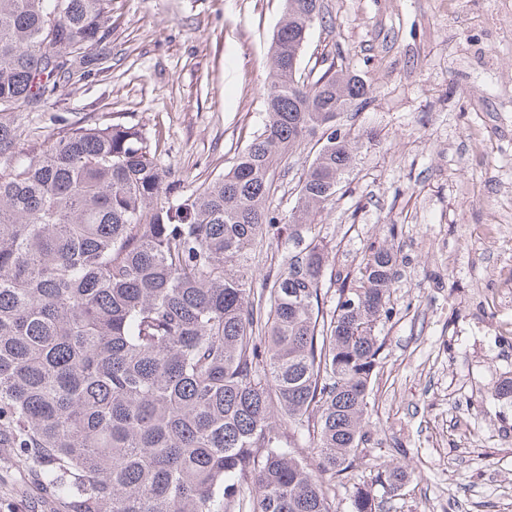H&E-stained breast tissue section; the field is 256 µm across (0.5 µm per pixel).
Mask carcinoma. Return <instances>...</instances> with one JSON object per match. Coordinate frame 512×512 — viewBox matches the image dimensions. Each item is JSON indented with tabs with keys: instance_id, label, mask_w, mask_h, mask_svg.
Returning a JSON list of instances; mask_svg holds the SVG:
<instances>
[{
	"instance_id": "obj_1",
	"label": "carcinoma",
	"mask_w": 512,
	"mask_h": 512,
	"mask_svg": "<svg viewBox=\"0 0 512 512\" xmlns=\"http://www.w3.org/2000/svg\"><path fill=\"white\" fill-rule=\"evenodd\" d=\"M326 14L286 0L262 131L187 190L134 125L66 124L24 150L16 109L98 64L112 0H0V448L67 512H243L245 498L248 512H332L360 459L397 257L371 246L329 275L315 234L355 160L323 115L370 92L341 65L300 71L304 29ZM309 143L285 220L275 184ZM282 237L307 242L255 287L264 241ZM408 478L378 466L374 482L396 496ZM379 510L356 490L352 512Z\"/></svg>"
}]
</instances>
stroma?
<instances>
[{"mask_svg": "<svg viewBox=\"0 0 512 512\" xmlns=\"http://www.w3.org/2000/svg\"><path fill=\"white\" fill-rule=\"evenodd\" d=\"M300 56L371 87L338 120L357 141L316 229L337 269L369 246L398 256L362 453L337 483L351 512L369 486L384 512H512V0H325ZM285 0H112L104 69L23 109L34 144L61 127L139 126L160 161L197 187L224 175L263 127L268 47ZM411 474L399 496L370 464ZM0 512H66L0 448Z\"/></svg>", "mask_w": 512, "mask_h": 512, "instance_id": "35a3bbf8", "label": "stroma"}]
</instances>
